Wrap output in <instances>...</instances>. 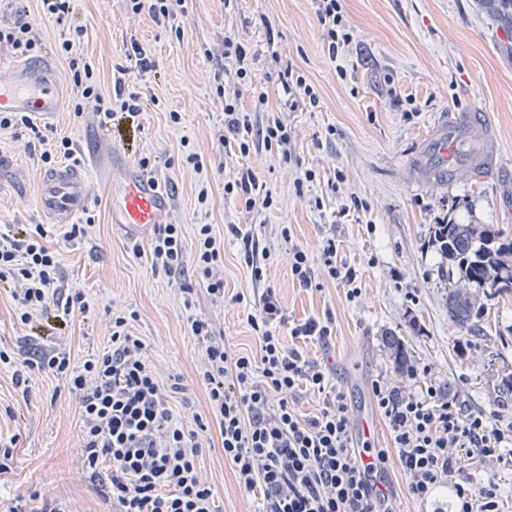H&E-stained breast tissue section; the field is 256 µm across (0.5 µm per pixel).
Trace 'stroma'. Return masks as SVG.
<instances>
[{"instance_id":"stroma-1","label":"stroma","mask_w":512,"mask_h":512,"mask_svg":"<svg viewBox=\"0 0 512 512\" xmlns=\"http://www.w3.org/2000/svg\"><path fill=\"white\" fill-rule=\"evenodd\" d=\"M343 8L354 39L338 63L323 47L311 0H243L238 13L225 11L222 0H188L178 18L184 30L180 38L148 15H129L123 0H77L73 19L87 29L84 49L98 62L104 83H111L116 67L128 66L130 41L150 48L155 70L134 71L129 78L143 111L141 129L127 138L125 151L170 190L169 223L209 224L223 239L224 286L230 295H250L261 286L252 281L241 244L225 226L233 205L224 198L219 157L224 110L206 53L219 51L226 35L245 28L262 62L276 57L300 67L322 99L314 111L286 115L296 130L297 163L266 150L251 153L246 162L276 200L252 231L266 249L269 283L289 320L327 312L336 319L331 344H308L309 357L328 364L356 416L373 410V382L393 378L386 339L398 336L410 358L426 366V381L444 387L469 410H495L512 421V397L502 391L503 381L512 378V291L471 286L488 325L482 336L460 331L448 318V261L427 244L432 225L447 215L512 238V181L493 174L480 182L423 186L414 176L416 147L442 112L474 106L496 129L512 168V0H343ZM340 65L346 78L336 73ZM388 78L398 94L415 98L414 115L391 101ZM70 109L63 103L48 125L71 135L91 178L106 181L113 143L97 124L73 125ZM174 112L180 115L176 124L170 120ZM184 137L208 161L201 174L181 165ZM28 141L25 135L0 141V226L49 223L38 205L44 174L33 166ZM300 166L318 174L301 198L293 186ZM337 172L341 180L328 189V178ZM203 188L209 202L202 207L197 194ZM316 196L323 208L311 207ZM354 198L365 202L367 211L334 223L333 211ZM87 214L95 227L85 242L51 241L60 253L61 286L80 289L90 303L89 313L56 337V349L82 363L107 347L113 309L134 311L132 330L146 341L160 377L182 378L191 405L205 410V390L196 380L201 346L187 331L182 297L167 275L151 266L147 251L153 228L132 234L111 223L103 195L93 199ZM285 227L291 231L287 240L281 236ZM330 236L339 259L357 271L361 293L356 298H347L322 265ZM292 244L307 253L321 290L306 291L293 282ZM193 303L197 314L220 324L230 352L256 351L248 307L215 301L201 288ZM43 345L17 321L9 290L0 288V349L23 354ZM0 438L16 444L14 468L0 474V497L38 488L60 496L71 512H107L97 485L82 469L81 420L68 379L33 377L25 399L10 372L0 369ZM202 465L218 512H255V498L239 489L223 448L206 449ZM462 465L475 481L495 478L502 488L499 510L512 512L511 465L475 458Z\"/></svg>"}]
</instances>
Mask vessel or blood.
<instances>
[{
	"instance_id": "vessel-or-blood-1",
	"label": "vessel or blood",
	"mask_w": 512,
	"mask_h": 512,
	"mask_svg": "<svg viewBox=\"0 0 512 512\" xmlns=\"http://www.w3.org/2000/svg\"><path fill=\"white\" fill-rule=\"evenodd\" d=\"M67 91L68 85L51 57L0 65V113L29 112L49 119L59 112ZM418 152L424 165L416 176L424 185L481 180L502 166L494 134L482 112L476 110L445 114ZM113 182L118 186L110 195L113 223L129 232L162 223L171 196L155 175L126 159ZM100 192L99 184L83 168L61 165L44 176L38 204L51 223L71 224Z\"/></svg>"
}]
</instances>
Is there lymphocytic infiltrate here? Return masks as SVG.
<instances>
[{"label": "lymphocytic infiltrate", "mask_w": 512, "mask_h": 512, "mask_svg": "<svg viewBox=\"0 0 512 512\" xmlns=\"http://www.w3.org/2000/svg\"><path fill=\"white\" fill-rule=\"evenodd\" d=\"M13 11L0 20V53L27 57L42 46L26 0H12ZM330 60L342 57L352 40L343 0H312ZM87 34L70 28L56 49L76 88L74 122L96 120L111 128L116 119L137 117L140 95L129 88L125 68H116L104 85L92 57L81 48ZM222 74L216 93L224 101V127L218 138L225 153L249 156L252 149H280L292 160V130L268 108V84L278 81L282 107L315 110L321 103L316 84L299 67L286 65L258 71V54L246 35H227L216 56ZM253 105L244 109L242 94ZM265 113L256 122L254 113ZM32 134L40 147L38 161L47 165L73 158L68 135L42 131L24 112H1L0 134ZM224 196L235 204L228 224L241 242L253 281L263 284L257 299L224 289V243L212 225L199 224L193 234L183 225L160 224L151 242L153 269L174 277L187 309L191 336L202 347L198 380L207 396L204 413L182 417L173 399L184 393L179 377L163 381L147 355L144 339L131 329L130 315H112L110 345L82 364L69 353L50 350L20 357L0 350V364L12 371L17 387H28L31 375L67 378L82 423L83 467L98 482L112 512H216L214 490L201 466L205 448L220 442L240 490L257 500V512H387L392 493L389 463H397L408 493L420 504L436 505L440 491L451 497L450 512H498L500 488L494 481L473 486L461 460L503 459L512 449V422L483 411H465L436 385H420L426 367L405 363V386L378 380L372 385L374 406L391 437L390 449L374 453L363 464L354 451L350 405L329 371L309 358L305 342L328 344L335 333L331 314L289 322L269 270L258 259L259 246L249 224L271 209L274 197L253 168L242 166L224 181ZM44 227L13 226L0 232V282L11 284L22 325L48 337L71 328L89 306L79 291L59 284L57 253L47 244ZM213 298L254 304L249 323L258 355L230 354L224 332L206 317L192 313L195 286ZM318 399V410L304 415L296 408L300 395Z\"/></svg>", "instance_id": "obj_1"}]
</instances>
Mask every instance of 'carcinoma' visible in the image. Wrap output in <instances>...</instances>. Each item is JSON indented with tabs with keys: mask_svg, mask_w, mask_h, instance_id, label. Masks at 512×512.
Instances as JSON below:
<instances>
[{
	"mask_svg": "<svg viewBox=\"0 0 512 512\" xmlns=\"http://www.w3.org/2000/svg\"><path fill=\"white\" fill-rule=\"evenodd\" d=\"M446 242L448 257V316L465 332L484 334L483 311L475 307L466 286L497 289L512 288V265L504 261L512 256V241L498 240V235L479 224H458L452 220L438 228Z\"/></svg>",
	"mask_w": 512,
	"mask_h": 512,
	"instance_id": "carcinoma-1",
	"label": "carcinoma"
}]
</instances>
